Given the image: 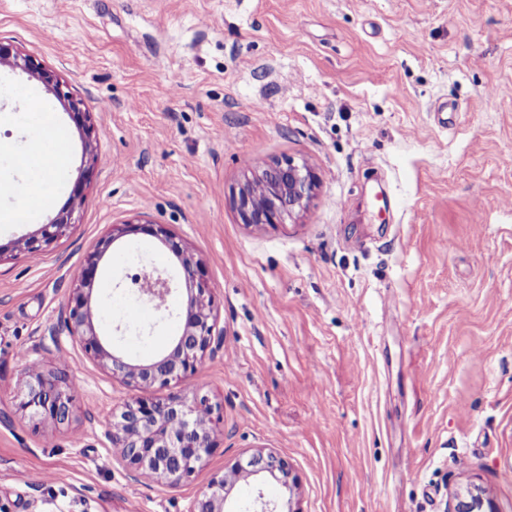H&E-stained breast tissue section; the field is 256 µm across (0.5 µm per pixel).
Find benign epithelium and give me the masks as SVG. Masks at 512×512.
<instances>
[{
  "label": "benign epithelium",
  "instance_id": "benign-epithelium-1",
  "mask_svg": "<svg viewBox=\"0 0 512 512\" xmlns=\"http://www.w3.org/2000/svg\"><path fill=\"white\" fill-rule=\"evenodd\" d=\"M8 63L42 82L48 92L68 112L71 121L85 137V150L90 159L94 146L89 113L82 103L68 92L56 74L41 67L28 56H22L0 43V64ZM93 166L76 182L69 207L48 224L25 238L15 248L29 256L43 253L72 224L77 207L84 201V186L90 179ZM317 180L305 164H296L286 158L270 164L255 163L251 177L241 186L237 210L242 223L253 226L282 224L306 210L314 197ZM143 234L157 239L177 262L180 279L158 272H144L131 278L139 298L149 302L160 313L170 310L169 302L180 291L182 323L164 354L153 359L133 363L111 345L96 328V310L91 296L99 261L111 245L128 235ZM214 300L208 288L206 272L182 240L166 225L142 215L124 221L112 228V234L100 240L97 249L89 254L78 272L74 288L63 316L50 331L53 344H58L62 333L79 340L84 351L95 361L112 370L127 386L138 394L112 412L104 435L111 445L113 459L140 482L176 486L191 478L203 467L215 448L212 427V407L206 397L192 401L171 394L165 398L148 397L142 392L166 387L170 382L193 374L205 354L219 349L224 343L223 332L216 329L213 313ZM75 395L65 377L39 372L34 365L27 366V380L18 410L29 418L55 425H67L74 415ZM265 473L291 489L288 461L275 452L260 449L245 461H237L229 472L214 477L199 492L190 512H225V504L236 478L242 474ZM447 512H498L494 501L476 487L456 489L449 494Z\"/></svg>",
  "mask_w": 512,
  "mask_h": 512
}]
</instances>
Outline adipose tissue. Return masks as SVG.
I'll return each mask as SVG.
<instances>
[{"label": "adipose tissue", "mask_w": 512, "mask_h": 512, "mask_svg": "<svg viewBox=\"0 0 512 512\" xmlns=\"http://www.w3.org/2000/svg\"><path fill=\"white\" fill-rule=\"evenodd\" d=\"M33 129L39 133L41 147L28 153L23 167L28 179L20 190L26 201L13 210L0 213L4 224H25L37 212L53 207L57 201L56 180L70 165V133L54 113L32 104L29 114Z\"/></svg>", "instance_id": "1"}]
</instances>
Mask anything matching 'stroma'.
<instances>
[{
  "label": "stroma",
  "mask_w": 512,
  "mask_h": 512,
  "mask_svg": "<svg viewBox=\"0 0 512 512\" xmlns=\"http://www.w3.org/2000/svg\"><path fill=\"white\" fill-rule=\"evenodd\" d=\"M0 43L53 71L90 114L94 172L66 234L16 251L53 211L0 224V512H189L236 460H288L281 512H444L477 485L512 512V0H0ZM62 105L0 64V177L39 147L25 98ZM319 179L303 213L242 224L253 163ZM150 215L203 263L224 347L152 388L207 397L217 446L188 481L134 480L103 426L132 388L62 336L76 272L114 224ZM155 238L103 256L99 330L131 360L176 318L130 277L174 268ZM76 389L69 425L17 409L26 360Z\"/></svg>",
  "instance_id": "stroma-1"
}]
</instances>
